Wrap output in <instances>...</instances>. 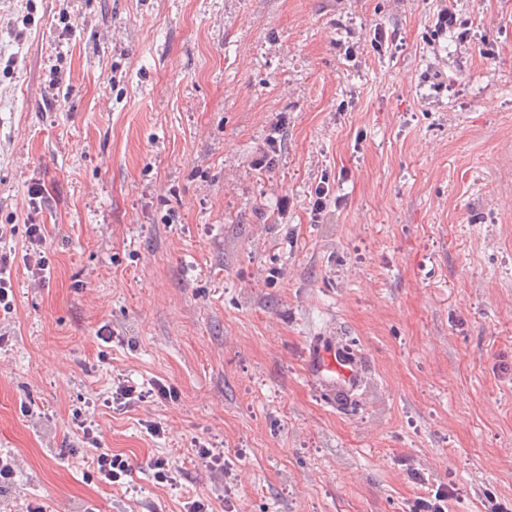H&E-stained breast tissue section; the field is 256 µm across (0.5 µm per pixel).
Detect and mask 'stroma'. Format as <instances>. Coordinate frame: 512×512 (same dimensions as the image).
Listing matches in <instances>:
<instances>
[{"label":"stroma","mask_w":512,"mask_h":512,"mask_svg":"<svg viewBox=\"0 0 512 512\" xmlns=\"http://www.w3.org/2000/svg\"><path fill=\"white\" fill-rule=\"evenodd\" d=\"M436 5L0 0V245L25 246L36 181L50 228L49 282L13 267L0 321L15 512H408L442 485L447 512H512V0H458L468 43L432 37ZM317 336L360 356L351 397L306 375ZM119 375L179 398L107 406ZM77 411L128 484L94 477ZM284 124L282 120H280L274 125L273 132L269 135L266 142V147L263 149L261 155L252 163L256 170L268 169L272 166L275 156L281 151V139L274 136V134H279Z\"/></svg>","instance_id":"obj_1"}]
</instances>
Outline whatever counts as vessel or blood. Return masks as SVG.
<instances>
[{"label":"vessel or blood","mask_w":512,"mask_h":512,"mask_svg":"<svg viewBox=\"0 0 512 512\" xmlns=\"http://www.w3.org/2000/svg\"><path fill=\"white\" fill-rule=\"evenodd\" d=\"M306 370L339 396L353 393L363 378L361 361L355 352L323 341L310 352Z\"/></svg>","instance_id":"obj_1"}]
</instances>
